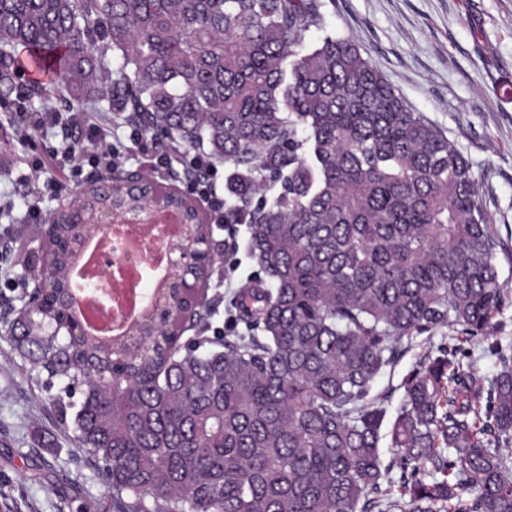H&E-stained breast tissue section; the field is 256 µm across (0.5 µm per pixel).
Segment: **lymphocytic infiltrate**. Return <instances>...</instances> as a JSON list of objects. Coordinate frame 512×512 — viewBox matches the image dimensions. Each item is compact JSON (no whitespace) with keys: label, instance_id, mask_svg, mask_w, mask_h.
Listing matches in <instances>:
<instances>
[{"label":"lymphocytic infiltrate","instance_id":"f902f5d3","mask_svg":"<svg viewBox=\"0 0 512 512\" xmlns=\"http://www.w3.org/2000/svg\"><path fill=\"white\" fill-rule=\"evenodd\" d=\"M6 110L10 123L20 143L32 140L34 130L43 128L52 130L66 127L78 131L80 138L67 145L51 146L44 149L33 148L27 166L29 180L37 182L35 191L22 194L24 219L29 224L43 223L46 213L43 207L45 197H57L69 194L85 168L111 171L126 159L130 150H137L142 162L150 168L166 167L170 159L158 153L155 145L149 144L146 137L130 133L128 140H121L115 133L111 122L93 120L89 113L71 109L61 113L55 110L34 111L27 95L16 97ZM188 166L203 170V178L188 183L187 189L199 197L208 208L209 221L214 225L232 226L236 218L220 196L217 189L218 170L204 155H187ZM65 170V177L54 174L55 167Z\"/></svg>","mask_w":512,"mask_h":512}]
</instances>
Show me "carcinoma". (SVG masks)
Returning <instances> with one entry per match:
<instances>
[{"instance_id":"cac0c4a2","label":"carcinoma","mask_w":512,"mask_h":512,"mask_svg":"<svg viewBox=\"0 0 512 512\" xmlns=\"http://www.w3.org/2000/svg\"><path fill=\"white\" fill-rule=\"evenodd\" d=\"M319 25L316 0H0V99L22 47L57 77L30 94L108 98L140 133L228 164L224 199L263 274L233 296L241 330L208 336L210 276L175 269L177 303L197 301L189 326L142 348L85 331L62 341L85 240L57 254L70 225L47 216L42 252L61 277L6 337L65 383L55 406L75 410L115 512H512V345L496 346L484 381L437 345L403 380L383 459L377 378L418 336L488 337L503 287L466 158L352 39L307 46ZM111 178L72 204L141 201L131 185L101 197ZM154 190L199 225L211 265L202 207Z\"/></svg>"}]
</instances>
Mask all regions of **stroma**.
<instances>
[{
    "instance_id": "35a3bbf8",
    "label": "stroma",
    "mask_w": 512,
    "mask_h": 512,
    "mask_svg": "<svg viewBox=\"0 0 512 512\" xmlns=\"http://www.w3.org/2000/svg\"><path fill=\"white\" fill-rule=\"evenodd\" d=\"M314 45L327 35L351 38L402 98L438 126L471 166L491 216L496 263L506 304L482 341L457 339L477 376L496 370L493 349L512 343V0H317ZM0 134V199L16 198L27 174L26 151L12 139L6 114ZM0 220V512H112V492L79 449L71 420L47 386L4 340L30 291L24 256L39 251L28 225ZM433 348L413 340L377 389L403 395L407 373Z\"/></svg>"
}]
</instances>
